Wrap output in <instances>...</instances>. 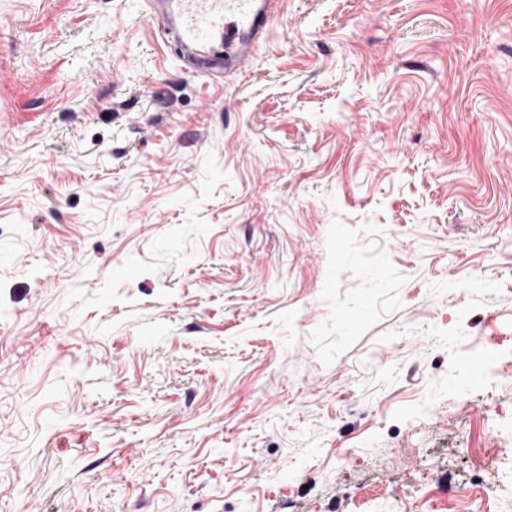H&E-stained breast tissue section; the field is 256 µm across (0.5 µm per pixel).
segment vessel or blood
<instances>
[{"label": "vessel or blood", "mask_w": 512, "mask_h": 512, "mask_svg": "<svg viewBox=\"0 0 512 512\" xmlns=\"http://www.w3.org/2000/svg\"><path fill=\"white\" fill-rule=\"evenodd\" d=\"M281 0H148L151 16L173 28L189 50L212 42L224 49L225 70L236 72L253 60L266 42Z\"/></svg>", "instance_id": "obj_1"}]
</instances>
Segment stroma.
Returning a JSON list of instances; mask_svg holds the SVG:
<instances>
[{
  "label": "stroma",
  "instance_id": "1",
  "mask_svg": "<svg viewBox=\"0 0 512 512\" xmlns=\"http://www.w3.org/2000/svg\"><path fill=\"white\" fill-rule=\"evenodd\" d=\"M222 54L0 0V512H512V0Z\"/></svg>",
  "mask_w": 512,
  "mask_h": 512
}]
</instances>
